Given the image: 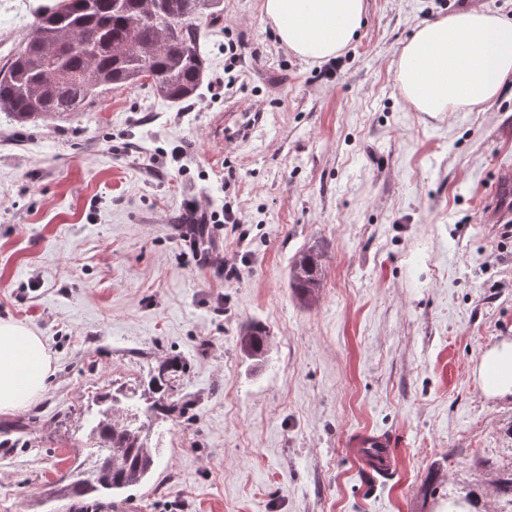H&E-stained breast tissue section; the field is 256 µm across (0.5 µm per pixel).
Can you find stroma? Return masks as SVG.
Listing matches in <instances>:
<instances>
[{
	"mask_svg": "<svg viewBox=\"0 0 512 512\" xmlns=\"http://www.w3.org/2000/svg\"><path fill=\"white\" fill-rule=\"evenodd\" d=\"M44 0H0V65ZM207 70L180 104L115 86L24 124L0 112V320L42 336L55 372L0 412V512H440L449 497L512 512V401L473 374L512 336V229L481 221L512 171V81L492 101L431 115L396 83L417 26L512 0H365L360 35L311 64L263 0H221ZM233 210L191 250L185 201ZM323 280L300 298L294 256ZM270 332L265 363L240 346ZM181 360L179 409L153 426L159 462L118 498L49 500L91 469L103 397L141 402ZM386 437L394 472L357 461ZM321 263L311 251L299 252L291 264V281L301 297L315 293L321 284Z\"/></svg>",
	"mask_w": 512,
	"mask_h": 512,
	"instance_id": "35a3bbf8",
	"label": "stroma"
}]
</instances>
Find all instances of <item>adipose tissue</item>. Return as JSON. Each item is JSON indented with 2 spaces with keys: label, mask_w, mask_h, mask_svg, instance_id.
I'll return each instance as SVG.
<instances>
[{
  "label": "adipose tissue",
  "mask_w": 512,
  "mask_h": 512,
  "mask_svg": "<svg viewBox=\"0 0 512 512\" xmlns=\"http://www.w3.org/2000/svg\"><path fill=\"white\" fill-rule=\"evenodd\" d=\"M281 45L312 62L337 57L358 36L364 0H265ZM402 95L420 112H451L494 99L512 80V18L460 11L418 27L397 60ZM52 360L31 328L0 320V412L40 397ZM486 398L512 400V338L489 346L474 369Z\"/></svg>",
  "instance_id": "ef3b65f1"
}]
</instances>
